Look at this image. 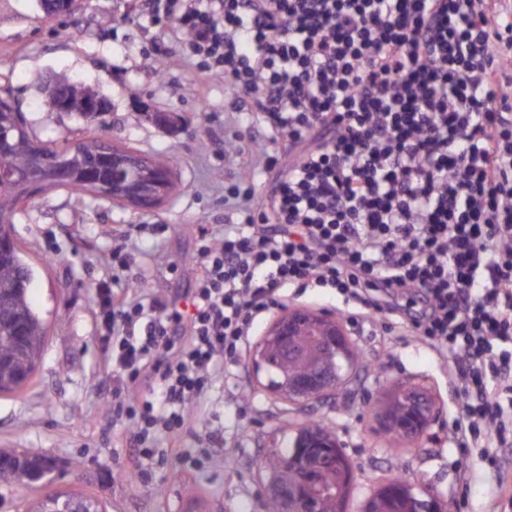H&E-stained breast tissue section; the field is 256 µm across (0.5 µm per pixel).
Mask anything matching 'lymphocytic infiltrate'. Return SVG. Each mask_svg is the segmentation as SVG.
Segmentation results:
<instances>
[{"label": "lymphocytic infiltrate", "instance_id": "1", "mask_svg": "<svg viewBox=\"0 0 512 512\" xmlns=\"http://www.w3.org/2000/svg\"><path fill=\"white\" fill-rule=\"evenodd\" d=\"M223 74L268 140L270 198L232 186L236 229L201 239L182 299L96 283L106 376L143 478L186 405L236 365L282 290L330 288L353 314L395 316L460 381L452 432L512 512V0H143Z\"/></svg>", "mask_w": 512, "mask_h": 512}]
</instances>
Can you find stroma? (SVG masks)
I'll return each mask as SVG.
<instances>
[{"label":"stroma","instance_id":"1","mask_svg":"<svg viewBox=\"0 0 512 512\" xmlns=\"http://www.w3.org/2000/svg\"><path fill=\"white\" fill-rule=\"evenodd\" d=\"M172 22L135 16L128 0H81L70 14L49 18L38 0H0V97L20 112L30 135L59 147L96 136L148 156H166L175 173L169 196L139 211L81 190L58 187L16 215L13 234L34 271L30 295L45 328L38 371L22 391L0 393V448L51 457L55 467L24 489L0 486V512H28L47 491L99 497L107 512H266L261 465L272 439L295 436L308 420L336 434L352 471L345 512H365L367 500L396 478L447 500L450 512H484L488 467L458 448L451 430L457 385L448 369L415 337L391 321L372 323L345 310L328 288L289 290L286 305L328 310L348 332L360 364L346 386L323 404L303 405L267 391L250 357L187 407L192 429L186 454L212 449L209 431L233 449L234 480L223 463L190 474L158 456L147 481L125 472V429L113 423L99 392L101 320L93 285L112 272L121 239L136 243L130 287L168 296L198 273L193 252L200 225L221 236L224 188L245 182L256 195L272 189L256 158L225 153V134L256 135L261 124L222 76L198 91L194 67ZM82 84L108 104L88 121L50 107L49 79ZM423 389L434 417L417 442L379 427L398 386ZM248 397L239 410V397Z\"/></svg>","mask_w":512,"mask_h":512}]
</instances>
